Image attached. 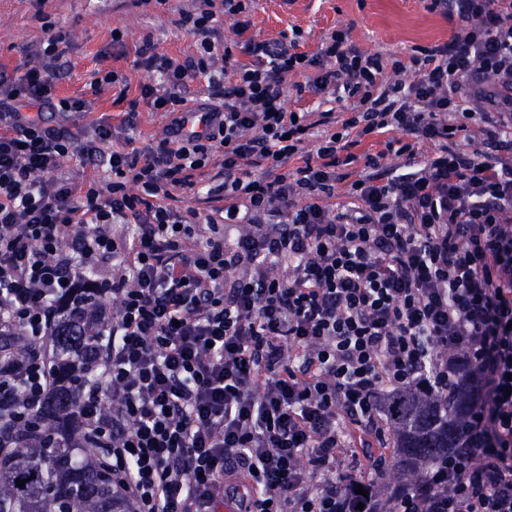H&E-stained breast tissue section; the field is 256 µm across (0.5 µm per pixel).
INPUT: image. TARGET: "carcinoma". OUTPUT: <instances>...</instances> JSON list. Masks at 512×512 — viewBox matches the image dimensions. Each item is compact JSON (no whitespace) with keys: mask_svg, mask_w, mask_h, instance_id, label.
I'll return each instance as SVG.
<instances>
[{"mask_svg":"<svg viewBox=\"0 0 512 512\" xmlns=\"http://www.w3.org/2000/svg\"><path fill=\"white\" fill-rule=\"evenodd\" d=\"M83 307L85 317L55 329L53 341L64 358L99 351L107 321L97 299ZM68 390L38 412L43 427L39 442L22 440L0 458V512H126L112 488V478L92 456L63 436V422L79 410L80 379L62 369ZM473 403V386L461 383L446 395L407 393L392 406L394 455L384 471L387 488L381 512H397V496L405 489L422 491L459 445ZM25 481V487L16 480Z\"/></svg>","mask_w":512,"mask_h":512,"instance_id":"cac0c4a2","label":"carcinoma"}]
</instances>
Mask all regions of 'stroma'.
Wrapping results in <instances>:
<instances>
[{
  "mask_svg": "<svg viewBox=\"0 0 512 512\" xmlns=\"http://www.w3.org/2000/svg\"><path fill=\"white\" fill-rule=\"evenodd\" d=\"M191 7L192 0L163 5L155 0L149 5L141 0H0V68L14 70L25 50L39 45L45 27H52L69 43L56 96L93 99L89 112L67 118V125L81 133L105 121L117 128L115 144L130 135L140 148L160 137L164 123L139 103L137 129L128 134L118 128L122 112L137 101L140 84L155 79L154 73L136 67L137 50L148 40L172 58L198 57L197 39L176 24L180 11ZM344 25L351 28L352 45L386 58L446 40L454 28L446 16L426 10L422 0H255L249 34L272 41L295 27L301 32V50L312 51L321 36ZM116 29L123 35L119 44L112 41ZM101 69L123 77L126 90L108 85L92 94L90 83Z\"/></svg>",
  "mask_w": 512,
  "mask_h": 512,
  "instance_id": "1",
  "label": "stroma"
}]
</instances>
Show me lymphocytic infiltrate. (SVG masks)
<instances>
[{"label":"lymphocytic infiltrate","mask_w":512,"mask_h":512,"mask_svg":"<svg viewBox=\"0 0 512 512\" xmlns=\"http://www.w3.org/2000/svg\"><path fill=\"white\" fill-rule=\"evenodd\" d=\"M425 2L455 21L448 41L386 60L343 27L311 52L257 41L253 0H193L177 24L204 54L143 42L136 64L159 80L140 98L166 123L129 150L111 127L82 139L29 115L91 107L55 96L61 34L37 65L0 69V449L38 438L31 417L61 389L59 309L108 295L106 360L71 434L129 512H373L340 451L384 434L395 393L444 394L465 372L448 489L397 512H512V0ZM227 20L245 61L223 48ZM291 76L297 97L340 93L348 111L288 109ZM69 157L109 179L60 177Z\"/></svg>","instance_id":"lymphocytic-infiltrate-1"}]
</instances>
